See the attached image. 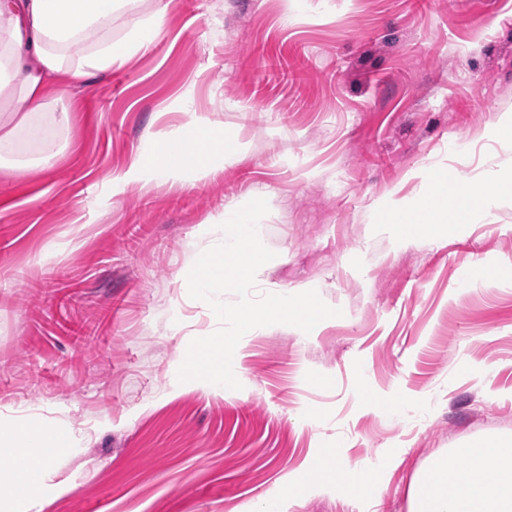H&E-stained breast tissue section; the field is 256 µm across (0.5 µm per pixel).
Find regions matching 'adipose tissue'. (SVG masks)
I'll return each instance as SVG.
<instances>
[{
  "instance_id": "1",
  "label": "adipose tissue",
  "mask_w": 512,
  "mask_h": 512,
  "mask_svg": "<svg viewBox=\"0 0 512 512\" xmlns=\"http://www.w3.org/2000/svg\"><path fill=\"white\" fill-rule=\"evenodd\" d=\"M135 0H0V110L9 118L0 122V145L12 141L17 128L50 142L51 136L33 125V114L44 111L66 86L85 85L96 73L148 48L161 33L158 19L133 23L120 40L112 38V22ZM82 54H75L76 46ZM236 141L225 139L197 119L183 123L177 134L159 140L152 154H136L129 176L169 180L191 172L214 174L213 158H234ZM443 202L429 199L414 204L389 205L377 210L376 223L393 225L401 239L442 231L447 221L469 223L473 215L491 208L492 199L464 178L449 179L440 170L433 187ZM466 462L464 470L448 472V458H432L409 486L408 512H512V439L487 437L455 449ZM336 488L361 497L375 496L379 484L360 483L352 472L340 469L329 452L310 458L289 478L293 495L309 489Z\"/></svg>"
}]
</instances>
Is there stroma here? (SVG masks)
Segmentation results:
<instances>
[{"instance_id":"stroma-1","label":"stroma","mask_w":512,"mask_h":512,"mask_svg":"<svg viewBox=\"0 0 512 512\" xmlns=\"http://www.w3.org/2000/svg\"><path fill=\"white\" fill-rule=\"evenodd\" d=\"M155 15L151 46L34 115L49 167L23 136L0 153V426L70 438L51 496L0 512H407L429 457L512 437V199L416 242L374 217L445 167L490 195L512 169V0H138L113 38ZM192 116L240 153L192 189L112 187ZM256 198L267 291L342 314L246 338L240 389L179 382L216 329L187 276ZM323 449L351 472L394 459L379 498L291 495Z\"/></svg>"}]
</instances>
